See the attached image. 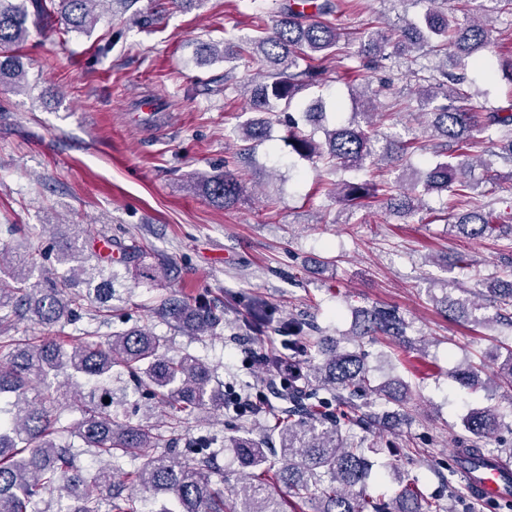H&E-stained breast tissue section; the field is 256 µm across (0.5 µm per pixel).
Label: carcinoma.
<instances>
[{"instance_id":"obj_1","label":"carcinoma","mask_w":512,"mask_h":512,"mask_svg":"<svg viewBox=\"0 0 512 512\" xmlns=\"http://www.w3.org/2000/svg\"><path fill=\"white\" fill-rule=\"evenodd\" d=\"M0 0V86L17 93L22 88L24 70L17 48L28 40L29 23L52 24L60 16L67 30L86 32L95 22V9L103 4H119L128 10L138 0ZM430 8L421 21L404 20L395 27L371 26L363 32L360 47L350 54L341 46L343 33L325 20L337 12L339 0H283L276 4L272 28L237 48L224 43V61L233 66L224 72V90L238 85L235 62L248 65L256 59L266 68L243 84L253 112L276 111L284 102L288 112L285 142L292 153L309 160H321L336 171L355 176L338 181L334 195L346 205L361 206L380 196L392 202L393 210L408 216L423 206L424 192L442 191L454 186V205L446 220H454L467 237L478 239L491 232L494 215L475 208L461 216L454 210L469 204L472 186L463 174L473 165V149L481 143L501 145L482 162L486 180L494 181L495 160L512 164V99L507 105L484 112H462L455 105L463 95L459 85L464 78L448 73V59L455 67L469 64L489 73L494 67L512 72V62L493 65L488 57L492 45L488 21L468 16L463 22L449 18V0H429ZM354 58L347 68L353 78L365 85L352 87L353 97L362 102L365 124L356 120L338 122L325 130L323 142L303 129L316 126L324 112L318 105L295 101L303 91L324 87L331 82L323 62ZM392 60L406 67L418 81L421 106L431 117L429 128L434 139L435 160L425 169H412L404 190L387 181L362 179L358 173L367 164L400 162L427 150V144L414 137L398 139L379 132L372 124L377 97L391 90L382 83L370 93L365 86L372 75ZM298 112L299 117L289 114ZM269 121L254 119L239 130L243 142H261ZM209 199L224 207L234 206L242 194L240 175L230 169L204 179ZM56 261L61 272H46L30 282L34 269L43 266L50 255H33L28 264L18 262L6 244L0 245V332L16 320L27 319L49 331L75 324L85 315L108 317L111 313L114 273L98 283L87 276L86 264L102 274L112 267V255L101 254L92 238L84 235L56 243ZM488 301L497 309V318L512 328V283L506 288L491 286ZM441 311L466 320L472 306L466 299L444 296ZM249 327L262 332L272 322V311L258 300L249 304ZM157 316L189 336H213L224 326L223 317L203 300L170 299L156 311ZM313 325L290 319L280 324L279 335L286 338L294 362L309 357L308 370L277 392L274 399L260 400L253 413L272 414L275 423L260 438L250 434L233 435L228 442L245 469L241 489L224 496V472L215 464L209 448L220 443L216 437L194 441L189 455L168 450L175 435L191 417L209 410L233 407L224 403V390L211 384V368L191 353L170 356L162 349L152 330L132 326L112 334L104 342L65 344L55 336L35 341L8 338L9 351L0 360V512H44L43 495L58 492L55 512H99L106 501L110 512H139L138 494L164 496L174 505L159 512H287L285 503L312 506L313 512H441L437 499H423L415 485L406 486L393 504L372 496L366 488L369 449L356 440V430L385 425L387 407L403 406L410 399L407 386L397 383L375 385L359 350L336 349V345L311 334ZM409 324L393 307L363 311L357 335L383 336L392 343L408 342ZM124 367L149 399L176 410L168 425L133 424L112 417L110 404L103 402L108 392L96 395L82 383H99L112 375V367ZM455 381L474 391L484 388L478 366L469 362L458 368ZM73 398L80 413L74 424L62 423L61 405ZM470 444L460 454L497 457L499 451L481 442L502 428L509 427L492 406L470 410L463 418ZM76 438L85 452L104 462L93 472L78 463L75 445L62 444V437ZM279 448L277 460L270 458V447ZM135 463L124 473L120 462Z\"/></svg>"}]
</instances>
